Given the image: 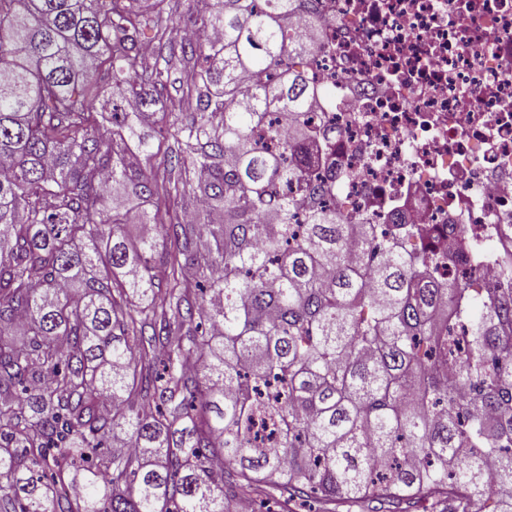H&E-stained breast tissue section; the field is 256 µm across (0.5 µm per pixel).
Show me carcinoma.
<instances>
[{"label": "carcinoma", "mask_w": 512, "mask_h": 512, "mask_svg": "<svg viewBox=\"0 0 512 512\" xmlns=\"http://www.w3.org/2000/svg\"><path fill=\"white\" fill-rule=\"evenodd\" d=\"M196 2L183 32L137 0H0V501L512 512V288L441 281L410 225L326 209L301 119L319 92L289 62L305 0ZM145 28L162 67L141 65ZM170 87L190 115L159 176L138 161ZM187 192L193 221L166 224L155 198ZM133 219L174 239L164 288Z\"/></svg>", "instance_id": "carcinoma-1"}]
</instances>
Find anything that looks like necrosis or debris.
Returning a JSON list of instances; mask_svg holds the SVG:
<instances>
[{
    "instance_id": "necrosis-or-debris-1",
    "label": "necrosis or debris",
    "mask_w": 512,
    "mask_h": 512,
    "mask_svg": "<svg viewBox=\"0 0 512 512\" xmlns=\"http://www.w3.org/2000/svg\"><path fill=\"white\" fill-rule=\"evenodd\" d=\"M325 205L432 234L448 278L512 286V0H311Z\"/></svg>"
}]
</instances>
